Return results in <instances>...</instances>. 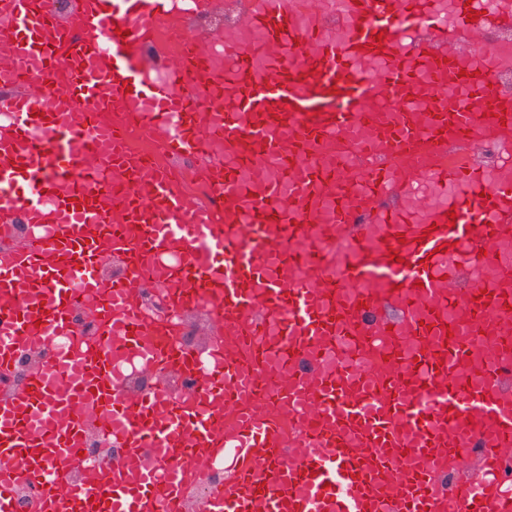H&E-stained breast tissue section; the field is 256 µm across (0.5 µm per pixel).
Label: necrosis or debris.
<instances>
[{
    "label": "necrosis or debris",
    "instance_id": "1",
    "mask_svg": "<svg viewBox=\"0 0 512 512\" xmlns=\"http://www.w3.org/2000/svg\"><path fill=\"white\" fill-rule=\"evenodd\" d=\"M478 147L484 160L487 182L512 177V149L507 146L506 135L484 134L478 138ZM53 223H35L29 218L24 206H16L8 223L0 225V258H6L12 246L19 241H45L53 237ZM156 280L155 287L138 291L139 316L149 335L145 339V353H131L116 356L111 365L113 391L119 392L132 385L142 387L152 383V371L146 363L147 355L158 353L170 360L172 383L168 399L175 404L204 406L208 399L204 393L208 374L222 365V358L210 348L200 346L196 341V326L191 314L208 316L207 305L196 306L193 312H186L173 303L175 291L166 282L171 271L189 264L190 259L180 252H171L160 257L143 255ZM97 299L83 298L73 315L74 328L69 334L54 337L44 342L39 336H30L17 347L12 361L0 374V398L10 397L24 391L30 381L25 357L44 359L51 354L67 355L85 359L95 354L105 344L103 333L107 327L105 319L97 308ZM512 337V312L503 311L499 321L486 327L483 334L474 341L477 348L471 362L459 365L454 375L457 380L470 382L487 373L496 363L495 357L487 354L482 345L487 341H498ZM193 352L194 360L182 362L180 356ZM86 434L76 452L70 453L62 461L56 462L55 470L65 471L71 481L78 482L105 464L126 462L129 474H137L144 469L155 468L156 462L150 454L136 459L126 457L125 448L113 440L108 428V417L97 405L89 404L82 410ZM232 478L225 467L223 452H206L202 469L190 471L182 486L183 498H190L200 489H213L224 485Z\"/></svg>",
    "mask_w": 512,
    "mask_h": 512
}]
</instances>
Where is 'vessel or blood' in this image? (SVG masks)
Masks as SVG:
<instances>
[{"label": "vessel or blood", "mask_w": 512, "mask_h": 512, "mask_svg": "<svg viewBox=\"0 0 512 512\" xmlns=\"http://www.w3.org/2000/svg\"><path fill=\"white\" fill-rule=\"evenodd\" d=\"M470 9L454 0L458 24L450 30L436 21L434 0H349L335 19L344 28L336 41L314 0L244 5L235 23L257 39L222 44L224 104L217 123L202 127L195 86L207 69L196 38L174 30L160 80L150 79L138 52L166 22V0H93L76 39L52 0H0V41L13 47L0 60L8 87L0 110L15 115L0 133V221L20 202L56 225L54 238L16 244L0 261V360L32 329L70 332L81 296L102 298L112 320L111 341L89 362L52 357L34 371L30 391L0 402V512H14L21 483L37 488L43 512H182V468L203 463L183 454L188 437L200 448L231 451L233 478L201 512H512V494L493 477L498 460L512 456V339L497 346L500 362L485 384L463 386L452 376L473 351L470 336L512 305L499 288L512 280V264L494 255L512 231V179L487 184L468 148L487 122L512 131V89L490 65L464 77L452 59L449 42L470 43L474 32L498 23L487 14L468 21ZM361 64L380 66L378 85L360 78ZM22 71L28 81H17ZM449 76L463 100L452 110ZM421 93L429 102L423 119L415 111ZM378 98L392 107L390 119H378ZM104 103L137 105L125 131L107 134L90 123L73 129L59 118L73 105ZM360 129L367 132L361 139ZM215 133L233 159L215 204L188 207L174 188L176 171L164 169L151 177L150 207L130 195L112 212L99 209L96 193L113 178L141 176L126 139H148L205 169ZM452 136L462 146L456 162L429 172L435 186L454 187L451 204L408 208L403 198L412 187L391 178L389 156L417 159L422 149L443 150ZM330 152L356 155V172L325 163ZM271 167L279 180H265ZM247 171L263 177L261 192L244 179ZM356 177L373 208L347 192ZM328 206L332 246L308 233ZM123 224L139 225L138 237L120 232ZM173 250L206 258L173 277L190 290L176 306L211 303L209 346L221 349L236 327L252 338L247 360L225 353L223 369L209 375L210 409L173 408L162 386L112 397L111 355L143 346L135 291L153 277L136 261ZM109 256L130 265L128 278L105 274ZM451 307L466 312V325H450ZM329 336L350 344L332 373L321 365ZM374 348L387 353L386 367H368ZM273 356L289 370L287 396L299 404V423L286 432L239 409ZM88 400L107 412L113 439L129 455L150 451L167 470L131 478L116 464L69 486L48 478V467L77 447L85 426L72 406ZM231 412L237 422L220 435L217 417ZM472 418L501 436L497 449L485 448ZM456 447L468 454L458 458L449 489L438 490L423 462ZM404 460L412 468L403 491L385 493L381 472Z\"/></svg>", "instance_id": "b4317fda"}]
</instances>
